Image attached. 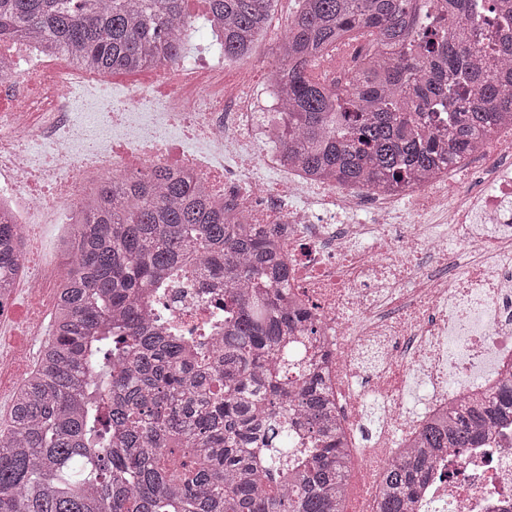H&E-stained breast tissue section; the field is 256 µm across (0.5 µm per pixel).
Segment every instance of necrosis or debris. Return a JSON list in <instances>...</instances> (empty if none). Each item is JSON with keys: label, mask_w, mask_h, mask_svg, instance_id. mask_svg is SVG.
Wrapping results in <instances>:
<instances>
[{"label": "necrosis or debris", "mask_w": 512, "mask_h": 512, "mask_svg": "<svg viewBox=\"0 0 512 512\" xmlns=\"http://www.w3.org/2000/svg\"><path fill=\"white\" fill-rule=\"evenodd\" d=\"M0 57L11 102L0 112V200L23 230L55 223L89 179L155 164L192 169L211 194L272 228L286 296L315 329L295 337L294 351L322 371L360 471L361 505L349 512H373L395 449L426 418L497 384L512 364V125L396 198L312 182L282 151H260L276 129L247 74L230 79L227 64L177 61L115 100L111 75L36 44ZM76 88L120 144L89 138L72 119ZM263 167L276 182L262 184ZM434 210L447 213L452 237L424 224ZM410 381L426 388L415 410L403 405ZM371 404L382 414L366 440ZM411 512H512V417L440 458Z\"/></svg>", "instance_id": "1"}]
</instances>
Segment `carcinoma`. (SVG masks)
Returning a JSON list of instances; mask_svg holds the SVG:
<instances>
[{"mask_svg":"<svg viewBox=\"0 0 512 512\" xmlns=\"http://www.w3.org/2000/svg\"><path fill=\"white\" fill-rule=\"evenodd\" d=\"M226 59L250 55L276 0H206ZM298 0L275 46L279 147L309 176L400 193L512 124V0ZM184 0H0V42L92 72L182 57ZM371 34L343 80L316 64ZM49 336L0 420V512H343L349 442L322 377L288 358L312 323L288 306L266 224L187 170L107 178L71 215ZM27 262L0 206V304ZM224 283L188 328L165 288ZM512 415V376L424 423L376 512H408L435 461ZM299 429L303 448L288 447Z\"/></svg>","mask_w":512,"mask_h":512,"instance_id":"obj_1","label":"carcinoma"}]
</instances>
